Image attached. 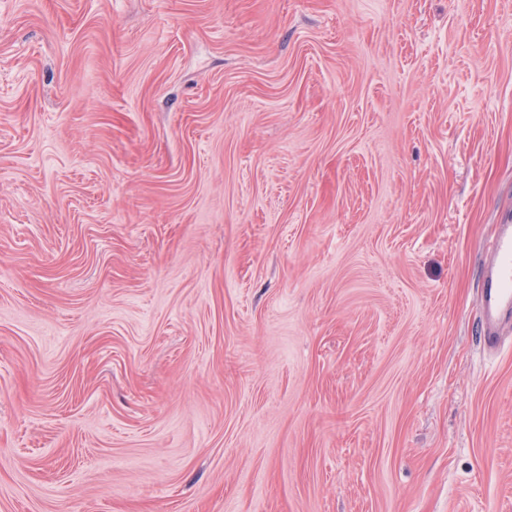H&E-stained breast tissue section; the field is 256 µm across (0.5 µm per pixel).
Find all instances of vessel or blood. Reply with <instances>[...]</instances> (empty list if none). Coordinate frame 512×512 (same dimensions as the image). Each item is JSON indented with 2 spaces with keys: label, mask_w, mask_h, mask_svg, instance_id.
I'll return each mask as SVG.
<instances>
[{
  "label": "vessel or blood",
  "mask_w": 512,
  "mask_h": 512,
  "mask_svg": "<svg viewBox=\"0 0 512 512\" xmlns=\"http://www.w3.org/2000/svg\"><path fill=\"white\" fill-rule=\"evenodd\" d=\"M512 319V221L502 220L493 238L484 267L480 303L483 347L495 352L505 341V327Z\"/></svg>",
  "instance_id": "vessel-or-blood-1"
}]
</instances>
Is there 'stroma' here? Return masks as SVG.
<instances>
[{
    "label": "stroma",
    "instance_id": "obj_1",
    "mask_svg": "<svg viewBox=\"0 0 512 512\" xmlns=\"http://www.w3.org/2000/svg\"><path fill=\"white\" fill-rule=\"evenodd\" d=\"M512 0H0V512H512ZM512 220L498 224L484 267V288L480 303L483 347L496 352L505 341L512 310Z\"/></svg>",
    "mask_w": 512,
    "mask_h": 512
}]
</instances>
